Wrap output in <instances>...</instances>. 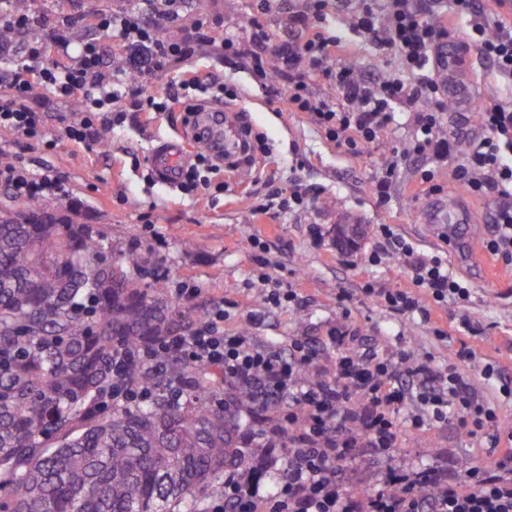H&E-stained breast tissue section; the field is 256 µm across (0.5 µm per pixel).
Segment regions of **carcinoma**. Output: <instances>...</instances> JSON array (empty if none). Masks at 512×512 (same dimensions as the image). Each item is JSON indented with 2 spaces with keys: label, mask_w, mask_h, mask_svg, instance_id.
I'll return each mask as SVG.
<instances>
[{
  "label": "carcinoma",
  "mask_w": 512,
  "mask_h": 512,
  "mask_svg": "<svg viewBox=\"0 0 512 512\" xmlns=\"http://www.w3.org/2000/svg\"><path fill=\"white\" fill-rule=\"evenodd\" d=\"M166 289L109 260L87 224L0 211V512H202L248 463L224 376L138 360L205 320ZM116 380L149 400L101 409Z\"/></svg>",
  "instance_id": "carcinoma-1"
}]
</instances>
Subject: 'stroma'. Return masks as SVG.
<instances>
[{"instance_id": "35a3bbf8", "label": "stroma", "mask_w": 512, "mask_h": 512, "mask_svg": "<svg viewBox=\"0 0 512 512\" xmlns=\"http://www.w3.org/2000/svg\"><path fill=\"white\" fill-rule=\"evenodd\" d=\"M190 8L200 16L221 15L227 34L244 38L251 32L253 0H191ZM469 65L472 105L450 111L452 127L463 130L459 141L464 147L476 123L475 105L512 104V80L496 77L479 56H471ZM193 66L220 74L227 84L244 89L232 109L238 111L240 124L264 136L271 150L266 170L278 185L285 188L296 181L315 188L316 196L307 209L275 219L253 215V197L263 194V184L225 170L218 178L229 183V191L209 189L194 197L149 181L151 146L156 138L183 128L185 114L179 109L151 118L142 112H127L123 123L110 131L107 143L89 151L65 145L48 151L43 145L0 132V157L36 172L55 169L65 192L42 199V208L93 225L111 246L114 262L124 264L138 257L147 268L160 269L168 286L194 282L202 293L185 302L187 311L224 301L230 311L224 322L226 332L244 327L260 343L281 348L292 337L307 336L324 348L333 328L350 324L359 331L361 348L388 352L404 348L431 355L438 364L446 363L463 342L480 359L512 356V275L498 268L483 248L491 229V199L470 198L472 221L460 227L466 243L460 250L449 246L440 240L437 225L422 221L429 197L417 183L412 162L398 161L388 205H378L373 194V176L402 152L410 135L408 126L389 130L369 154L356 158L327 140L308 115L278 111L259 80L242 65L222 63L204 53ZM342 222L361 226L356 247L339 244L336 226ZM380 224L393 225L421 250L445 252L451 271L470 284V302L449 306L442 315L444 326L452 331L450 337L436 338L422 317L392 313L364 297L362 290L369 284L386 289L411 285L409 274L397 260L379 266L366 262ZM253 234L266 243L270 276L295 288L302 302L265 313L259 325L248 328L244 325L247 314L263 307L258 267L247 247ZM185 238L194 239L196 248L183 250L180 242ZM466 316L480 322L483 336L461 340L455 327ZM479 445V440L456 424L419 430L408 427L400 435L391 466L424 469L451 460L465 462Z\"/></svg>"}]
</instances>
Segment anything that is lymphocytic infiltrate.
I'll return each instance as SVG.
<instances>
[{
  "label": "lymphocytic infiltrate",
  "instance_id": "lymphocytic-infiltrate-1",
  "mask_svg": "<svg viewBox=\"0 0 512 512\" xmlns=\"http://www.w3.org/2000/svg\"><path fill=\"white\" fill-rule=\"evenodd\" d=\"M188 0H146L143 9L107 10L93 20L95 32L72 48L70 29L81 19V0H69L67 12L53 21L25 11L9 14L5 26L15 35L47 29L29 40L25 63L11 69L9 49L0 39V130L42 143L49 149H74L102 143L121 124L126 108L138 112H192L200 96L237 99L234 88L212 74L191 71L193 59L210 53L219 60L242 62L285 111L307 114L325 137L353 156L378 144L395 120L394 108L410 112L412 136L404 156L426 162L420 181L428 194L447 184L470 195L496 201L487 252L512 269V107L478 110L480 139L462 161H455L456 137L444 129L443 84L427 73L432 55L449 35L465 40L489 62L493 73L512 79V15L503 0H449L442 18H434L432 0H255V11L275 9L288 16L278 37L253 24L248 39L224 32V20L189 12ZM348 16L352 28L398 58L400 73L359 72L331 60L357 55L324 25L328 10ZM178 22L174 39L157 36L160 21ZM115 35L117 46L104 36ZM124 61L113 69V55ZM179 68L182 79L160 95L145 94L158 73ZM332 81L341 103L316 96V78ZM72 104L68 114L49 126L50 105ZM447 168L440 179L439 168ZM0 186L18 201L61 194L55 170L31 172L24 165L0 163ZM266 191L253 214L277 215L307 208L309 192L285 189L266 178ZM379 246L369 263L398 260L411 273L406 289L366 287V297L391 312L430 318L433 311L470 301L468 285L450 271L446 258L416 248L391 225L378 227ZM331 355L311 342L293 338L287 350L258 343L254 337L224 331V305L211 304L202 324L161 337L144 351L146 367L179 355L224 373V386L239 405L261 417L264 447L282 451L284 466L275 495L235 473L224 478V495L208 500L204 512H512V429L501 432L497 405L476 389V380L497 381L498 392L512 400V388L499 382L502 364L477 360L461 345L447 364L411 351L359 350L357 329L343 325L330 333ZM458 423L483 441L477 462L399 472L390 462L404 424L420 429Z\"/></svg>",
  "mask_w": 512,
  "mask_h": 512
}]
</instances>
